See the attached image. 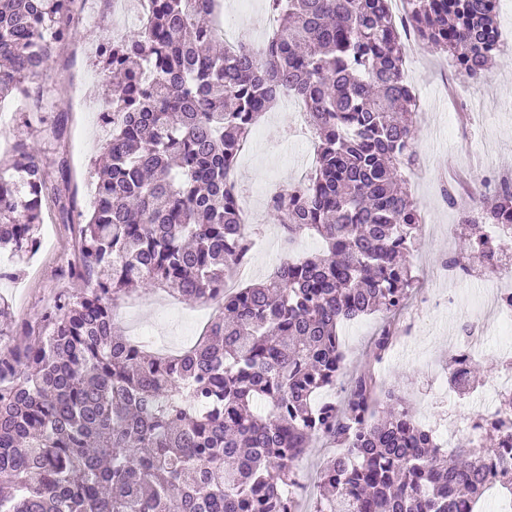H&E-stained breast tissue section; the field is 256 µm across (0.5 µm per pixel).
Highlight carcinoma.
Instances as JSON below:
<instances>
[{"label": "carcinoma", "mask_w": 512, "mask_h": 512, "mask_svg": "<svg viewBox=\"0 0 512 512\" xmlns=\"http://www.w3.org/2000/svg\"><path fill=\"white\" fill-rule=\"evenodd\" d=\"M269 0L278 35L218 54L220 0H146L145 20L104 37L96 61L102 155L95 202L63 276L80 282L41 317V334L0 343V512H299L288 488L313 443L337 453L315 512H479L492 457L512 454V399L473 441L442 449L371 370L341 403L319 400L345 375L339 327L380 312L383 360L415 277L419 209L398 169L417 159L418 105L403 74V30L478 79L500 55L498 0ZM72 0H0V103L40 109L34 83L71 36ZM304 102L312 171L268 211L293 242L321 249L266 280L224 292L248 261L238 159L276 97ZM466 246L494 267L483 228L512 223V177L492 179ZM48 177L35 145L0 155V250L8 277L38 252ZM148 288L218 310L197 341L157 354L124 334L118 300ZM452 359L450 387L466 385Z\"/></svg>", "instance_id": "carcinoma-1"}]
</instances>
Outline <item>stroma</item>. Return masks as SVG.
I'll return each instance as SVG.
<instances>
[{"instance_id": "obj_1", "label": "stroma", "mask_w": 512, "mask_h": 512, "mask_svg": "<svg viewBox=\"0 0 512 512\" xmlns=\"http://www.w3.org/2000/svg\"><path fill=\"white\" fill-rule=\"evenodd\" d=\"M97 20L85 25L74 18L70 39L54 50L51 69L39 83L45 108L39 112L16 113L0 121V136H18L39 146L40 159L48 172L55 174L56 161L68 155L72 171L77 214L82 223L90 211L87 186L92 159L99 152L102 133L100 94L107 78L90 55L80 46H93L112 32L109 0H96ZM497 21L505 39L503 53L490 70L477 81L457 75L445 54L416 46L404 59V74L420 106L416 152L419 162L405 171L404 178L412 198L417 201L422 220V244L414 250L410 263L418 282L415 301L400 316L404 333L381 363L373 361V338L382 321L373 314L342 325L346 365L350 372L374 369L385 388L396 389L414 408L417 419L432 430L452 427L455 435L469 431L475 403L448 397L438 381L448 371V356L453 346L451 330L474 328L482 333L486 350L478 354L483 384H490L504 364L498 353L504 339L494 329L491 302L485 285L492 273L472 263L466 276H439L443 257L464 249L457 208L441 197L442 184L448 183L447 166L468 173L470 188L482 186L489 170L512 175V0H501ZM291 112H272L262 128V137L245 148L239 157L237 173L240 187L253 190L271 181L290 186L305 174L295 144L286 142L281 131L292 124ZM60 135H53V128ZM251 221L265 231L263 247L252 248L247 283L269 275L284 258L279 225L265 202L250 201ZM55 205H48L42 224L43 236L54 246L42 249L26 265L18 278L0 281V296L8 300L12 312L13 338L37 335L45 307L62 292H78L80 284L67 283L61 270L74 253L75 238L69 226L56 219ZM458 294L449 308L428 306L429 298ZM211 308L198 303L174 302L162 291L141 292L131 302L121 303L117 320L124 331L148 322L159 328L163 337L179 349L191 346L212 317ZM336 452L334 445L307 449L298 466V478L305 486L303 512H313L319 496L315 477L318 469Z\"/></svg>"}]
</instances>
